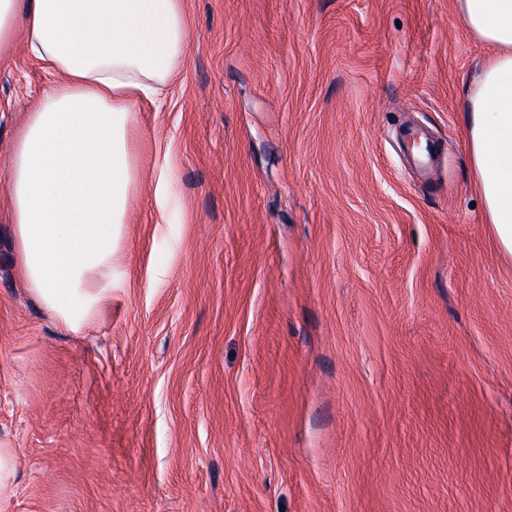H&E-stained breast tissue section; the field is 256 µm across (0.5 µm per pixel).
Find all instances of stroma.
<instances>
[{
    "mask_svg": "<svg viewBox=\"0 0 512 512\" xmlns=\"http://www.w3.org/2000/svg\"><path fill=\"white\" fill-rule=\"evenodd\" d=\"M112 302L66 332L0 192L5 512H512V255L457 0H184ZM0 65V169L52 83ZM440 147L429 176L396 132Z\"/></svg>",
    "mask_w": 512,
    "mask_h": 512,
    "instance_id": "stroma-1",
    "label": "stroma"
}]
</instances>
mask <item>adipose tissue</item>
I'll list each match as a JSON object with an SVG mask.
<instances>
[{
	"label": "adipose tissue",
	"mask_w": 512,
	"mask_h": 512,
	"mask_svg": "<svg viewBox=\"0 0 512 512\" xmlns=\"http://www.w3.org/2000/svg\"><path fill=\"white\" fill-rule=\"evenodd\" d=\"M486 43L463 131L498 241L512 254V0H458ZM23 43L55 80L18 130L0 183L15 265L68 332L112 301V258L137 197L133 106L186 61L183 0H0V57Z\"/></svg>",
	"instance_id": "obj_1"
}]
</instances>
